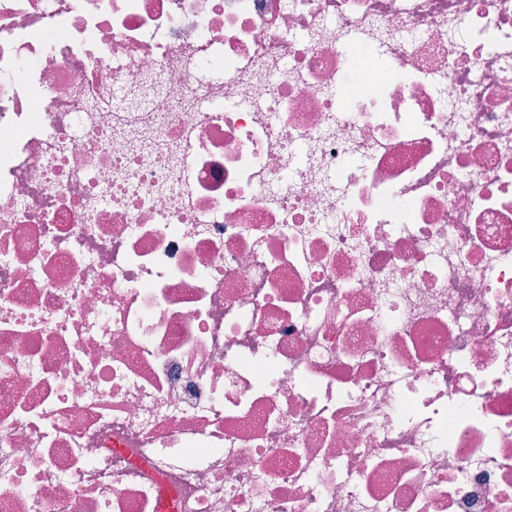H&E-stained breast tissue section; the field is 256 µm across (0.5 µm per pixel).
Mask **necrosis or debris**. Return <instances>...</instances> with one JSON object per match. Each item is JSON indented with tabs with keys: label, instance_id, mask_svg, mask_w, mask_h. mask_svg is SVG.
Wrapping results in <instances>:
<instances>
[{
	"label": "necrosis or debris",
	"instance_id": "4bbe7bcc",
	"mask_svg": "<svg viewBox=\"0 0 512 512\" xmlns=\"http://www.w3.org/2000/svg\"><path fill=\"white\" fill-rule=\"evenodd\" d=\"M512 512V0H0V512Z\"/></svg>",
	"mask_w": 512,
	"mask_h": 512
}]
</instances>
